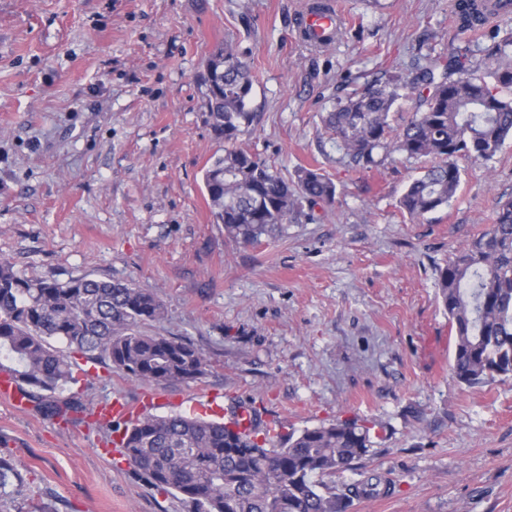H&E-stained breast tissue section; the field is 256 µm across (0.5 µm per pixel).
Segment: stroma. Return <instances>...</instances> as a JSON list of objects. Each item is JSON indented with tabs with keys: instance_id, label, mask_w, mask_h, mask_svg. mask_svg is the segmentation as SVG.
<instances>
[{
	"instance_id": "stroma-1",
	"label": "stroma",
	"mask_w": 512,
	"mask_h": 512,
	"mask_svg": "<svg viewBox=\"0 0 512 512\" xmlns=\"http://www.w3.org/2000/svg\"><path fill=\"white\" fill-rule=\"evenodd\" d=\"M344 33L298 38L305 0H0V261L58 282L89 275L151 289L149 335L200 349L205 375L157 389L151 414L225 418L257 409L288 433L354 419L373 446L351 483L385 493L345 512H512V378L469 389L438 297L440 267L512 197V140L459 160L448 206L420 219L397 201L422 161L371 171L338 162L327 112L426 55L468 56L451 0H335ZM232 41L255 75L259 123L241 138L283 176L337 186L280 232L243 245L213 220L202 176L224 145L203 121L198 81ZM145 384L100 367L73 386L87 412ZM105 427L62 424L0 402V455L22 485L5 512H188L148 487Z\"/></svg>"
}]
</instances>
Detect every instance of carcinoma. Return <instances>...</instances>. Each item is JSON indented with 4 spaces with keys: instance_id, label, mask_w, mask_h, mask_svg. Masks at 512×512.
I'll use <instances>...</instances> for the list:
<instances>
[{
    "instance_id": "carcinoma-1",
    "label": "carcinoma",
    "mask_w": 512,
    "mask_h": 512,
    "mask_svg": "<svg viewBox=\"0 0 512 512\" xmlns=\"http://www.w3.org/2000/svg\"><path fill=\"white\" fill-rule=\"evenodd\" d=\"M452 12L462 29L482 23L478 0H454ZM215 51L224 56V85L204 91V123L224 142V153L210 159L203 184L214 222L248 244L275 234L306 207L333 204L337 187L308 168L288 179L238 146L257 119L248 108L253 80L233 44ZM483 52L480 74L464 56L435 58L411 81L378 79L337 103L324 122L340 162L366 170L394 154L428 160L399 207L419 218L448 205L460 184L457 159L489 160L512 139V29L495 32ZM409 89L418 91V110L395 133L390 113ZM438 288L455 332L452 376L469 389L511 376L512 199L440 268ZM164 316L148 288L87 276L65 283L30 278L0 261V373L19 381L46 416L64 422L83 411L77 398L63 396L87 375L80 358L151 385L194 382L207 367L199 349L140 330ZM372 444L370 428L351 420L283 434L260 422L242 429L235 414L220 423L147 413L124 426L117 447L140 479L158 492H176L194 512H344L380 485L370 474L336 486V475L352 469ZM16 477L0 457V504Z\"/></svg>"
}]
</instances>
